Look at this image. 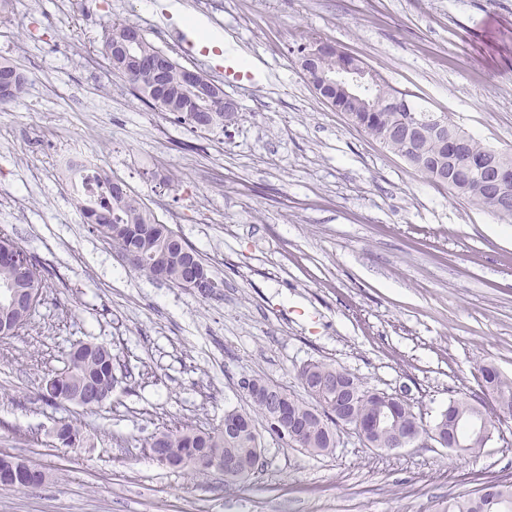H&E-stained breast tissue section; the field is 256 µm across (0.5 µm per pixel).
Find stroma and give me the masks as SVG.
<instances>
[{
  "label": "stroma",
  "mask_w": 512,
  "mask_h": 512,
  "mask_svg": "<svg viewBox=\"0 0 512 512\" xmlns=\"http://www.w3.org/2000/svg\"><path fill=\"white\" fill-rule=\"evenodd\" d=\"M116 17L219 82L237 122L200 133L140 101L102 54ZM191 17L224 35L223 55L182 41ZM311 36L512 153V0H100L94 16L82 0H16L0 18V57L30 80L0 107V227L47 281L30 323L0 338V453L52 475L0 490V512H448L512 481V422L464 457L431 440L377 450L348 430L313 456L263 432L259 467L229 487L144 448L163 425L248 410L243 376L302 395L297 371L317 360L405 396L427 425L449 400H487L479 365L512 376V216L435 186L324 103L295 52ZM241 53L250 78L225 79ZM64 147L98 155L196 249L215 296L128 269L72 223L81 199L52 166ZM78 341L114 355L118 382L92 411L39 398ZM61 421L88 447L48 446Z\"/></svg>",
  "instance_id": "1"
}]
</instances>
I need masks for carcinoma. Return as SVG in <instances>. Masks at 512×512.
Here are the masks:
<instances>
[{
    "instance_id": "carcinoma-1",
    "label": "carcinoma",
    "mask_w": 512,
    "mask_h": 512,
    "mask_svg": "<svg viewBox=\"0 0 512 512\" xmlns=\"http://www.w3.org/2000/svg\"><path fill=\"white\" fill-rule=\"evenodd\" d=\"M177 62H172L165 78L163 93L156 96L148 86L135 88L139 99L157 112H165L183 118H191L209 110L208 100L197 95L183 84ZM6 71L15 78L5 86H0V106L18 103L26 93V81L16 77L18 71L11 65L0 64V72ZM349 120L371 139L379 142L390 151L403 157L416 172L437 182L436 173L447 172L449 178L443 186L467 199L471 204L498 215L500 210L494 202V189L481 183L478 175L459 165L449 163V132L461 135L460 149L466 154L487 156L492 147L484 144L473 135L448 123V132L441 134L433 131L429 118L432 113L422 109L413 101L397 112H350ZM82 212L86 223L93 225L95 231L112 242V246L122 254L136 259L133 270L155 278L156 270L165 272V282L176 287L185 278L189 268L188 261H195L205 267L200 254L189 246L166 224H158L152 215L141 205L137 198L129 193L120 180L104 176L102 192L96 199L87 200ZM16 248L17 259L14 262L0 264V311L10 306V298L26 288L33 289L27 296V310L17 329H23L33 317L38 303L34 297L42 296L45 278L35 257L19 243L0 230V245ZM66 362L61 369L62 388H49L41 382L40 397L47 403H71L86 409H96L101 404L84 402L85 393L91 389L107 398L112 392L117 378L114 373L113 355L110 347L103 343L79 342L74 344L65 355ZM309 366L322 376H331L338 371L332 363L315 361ZM307 366V367H309ZM307 367L298 372L300 384L307 382ZM480 378L488 395L495 403L512 402V378L503 375L490 365L478 367ZM352 384L358 388L355 411L362 417L375 415L384 405L385 393L375 395V390L365 386L356 376H351ZM309 400L288 395V407L297 416L311 408H322L327 404L323 396L308 393ZM459 416H474V404L466 398L453 399L448 407L441 411L427 431L436 433L442 429L452 430ZM251 432L241 439L235 447L247 452L256 448L253 431L261 426L272 437L286 442L289 447L300 448L312 455H331L341 444V427L329 418L324 423L308 424V432L300 441H285L270 425L263 406L252 404L246 412ZM57 437L51 438L53 446L59 445V439L66 440L64 447L78 448L83 444L82 429L72 422H60L56 426ZM487 438H471L466 446L453 449L461 455H472L492 441ZM147 448H165L174 459L173 467L191 468L199 475H206L211 469L202 461L211 456L214 449L225 447L224 425L211 429H199L189 424L179 423L152 433L145 440ZM448 512H512V482L488 481L476 492L458 496L448 501Z\"/></svg>"
}]
</instances>
